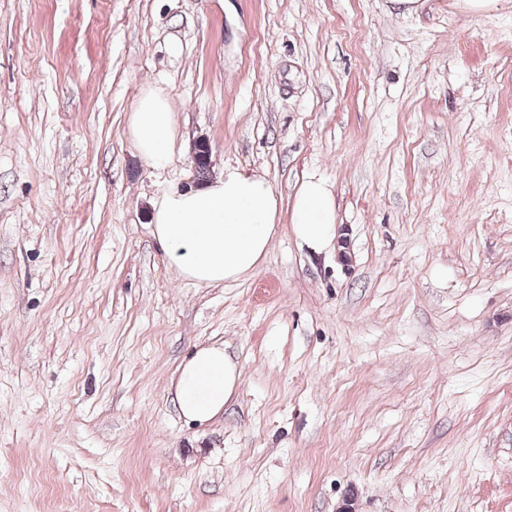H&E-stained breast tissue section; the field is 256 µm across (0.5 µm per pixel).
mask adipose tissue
Returning a JSON list of instances; mask_svg holds the SVG:
<instances>
[{
    "label": "adipose tissue",
    "mask_w": 512,
    "mask_h": 512,
    "mask_svg": "<svg viewBox=\"0 0 512 512\" xmlns=\"http://www.w3.org/2000/svg\"><path fill=\"white\" fill-rule=\"evenodd\" d=\"M139 154L152 165L170 158L174 127L166 97L145 90L129 123ZM281 200L260 173L230 169L205 185L174 189L152 204V233L185 279L213 285L253 272L276 233ZM296 237L315 251L336 236V210L324 181H304L291 212ZM240 378L236 364L219 344L197 347L183 360L174 387L187 423L207 424L223 411Z\"/></svg>",
    "instance_id": "adipose-tissue-1"
}]
</instances>
